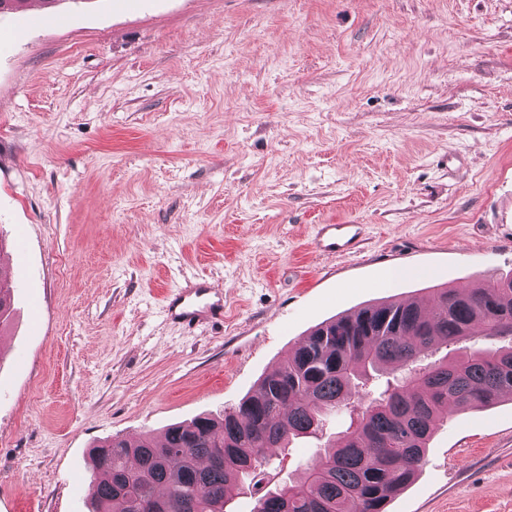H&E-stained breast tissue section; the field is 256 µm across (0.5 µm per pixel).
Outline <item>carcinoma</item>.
Segmentation results:
<instances>
[{"mask_svg": "<svg viewBox=\"0 0 512 512\" xmlns=\"http://www.w3.org/2000/svg\"><path fill=\"white\" fill-rule=\"evenodd\" d=\"M12 286L0 277V327ZM457 351L433 358L438 346ZM512 398V272L474 287L439 285L425 299L383 300L313 329L221 418L199 416L97 446L94 512H228L240 484L276 451L340 437L252 512H385L415 479L437 424Z\"/></svg>", "mask_w": 512, "mask_h": 512, "instance_id": "carcinoma-1", "label": "carcinoma"}]
</instances>
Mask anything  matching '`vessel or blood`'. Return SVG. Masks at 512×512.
Returning <instances> with one entry per match:
<instances>
[{"mask_svg": "<svg viewBox=\"0 0 512 512\" xmlns=\"http://www.w3.org/2000/svg\"><path fill=\"white\" fill-rule=\"evenodd\" d=\"M361 227L357 224H323L317 233L322 252L335 254L355 249L360 242ZM167 319L193 324L201 318L224 316V294L202 278H189L170 289L163 308Z\"/></svg>", "mask_w": 512, "mask_h": 512, "instance_id": "b4317fda", "label": "vessel or blood"}]
</instances>
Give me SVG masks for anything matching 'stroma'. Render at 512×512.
<instances>
[{
    "label": "stroma",
    "instance_id": "obj_1",
    "mask_svg": "<svg viewBox=\"0 0 512 512\" xmlns=\"http://www.w3.org/2000/svg\"><path fill=\"white\" fill-rule=\"evenodd\" d=\"M321 224L362 241L320 253ZM0 239V512H89L97 441L236 406L326 319L512 270V0L1 13ZM191 275L223 323L165 319ZM387 512H512V400L440 424Z\"/></svg>",
    "mask_w": 512,
    "mask_h": 512
}]
</instances>
